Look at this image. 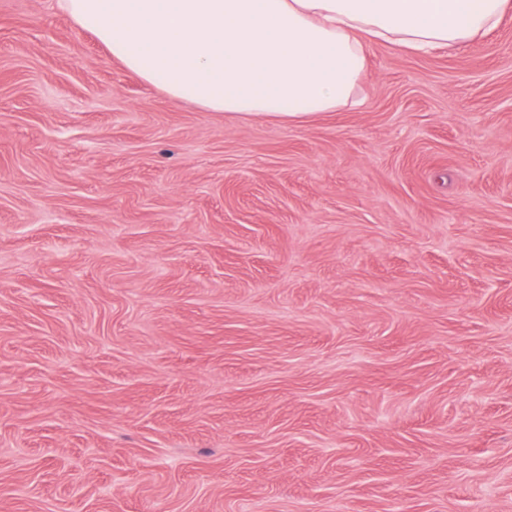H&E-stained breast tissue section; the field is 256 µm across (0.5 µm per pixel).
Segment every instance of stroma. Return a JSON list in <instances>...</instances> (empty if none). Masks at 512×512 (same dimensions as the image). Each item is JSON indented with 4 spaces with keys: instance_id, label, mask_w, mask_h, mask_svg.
<instances>
[{
    "instance_id": "1",
    "label": "stroma",
    "mask_w": 512,
    "mask_h": 512,
    "mask_svg": "<svg viewBox=\"0 0 512 512\" xmlns=\"http://www.w3.org/2000/svg\"><path fill=\"white\" fill-rule=\"evenodd\" d=\"M54 4L0 0V512H512V11L283 121Z\"/></svg>"
}]
</instances>
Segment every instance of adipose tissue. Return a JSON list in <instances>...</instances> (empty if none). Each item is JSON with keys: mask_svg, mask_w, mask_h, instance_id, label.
<instances>
[{"mask_svg": "<svg viewBox=\"0 0 512 512\" xmlns=\"http://www.w3.org/2000/svg\"><path fill=\"white\" fill-rule=\"evenodd\" d=\"M112 57L208 112L295 119L350 104L367 49L476 40L512 0H56Z\"/></svg>", "mask_w": 512, "mask_h": 512, "instance_id": "1", "label": "adipose tissue"}]
</instances>
